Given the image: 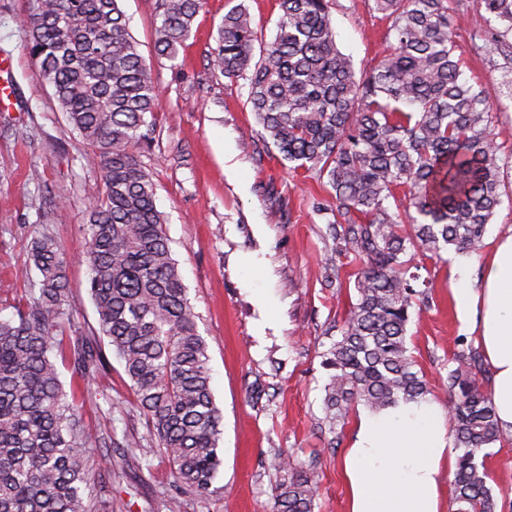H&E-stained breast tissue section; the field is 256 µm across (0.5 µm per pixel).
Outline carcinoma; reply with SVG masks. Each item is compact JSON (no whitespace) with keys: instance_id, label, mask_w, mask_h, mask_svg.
I'll return each instance as SVG.
<instances>
[{"instance_id":"1","label":"carcinoma","mask_w":512,"mask_h":512,"mask_svg":"<svg viewBox=\"0 0 512 512\" xmlns=\"http://www.w3.org/2000/svg\"><path fill=\"white\" fill-rule=\"evenodd\" d=\"M119 0H29L26 48L68 125L101 170L88 206L85 263L97 329L66 337L73 322L67 261L41 209L42 231L27 243L25 291L0 318V512H89L112 432L92 433L68 398L56 364L69 346L74 368L92 378L107 366L101 342L121 361L150 440L167 457L173 483L204 497L224 466L222 413L208 344L173 258L156 184L138 148L161 107ZM451 0H374L391 20L390 53L355 77L336 45L331 0H277L273 40L258 39L242 4L224 13L207 66L248 86L246 104L261 137L290 169L326 181L329 236L362 263L356 300L326 353L328 431L352 406L378 412L428 392L406 344L424 303L409 250L434 256L478 249L506 194L482 85L463 77ZM500 21L496 49L512 61V0H482ZM155 47L175 62L206 0H156ZM410 224L404 216L410 210ZM36 277H30L31 273ZM479 355L448 371V416L457 457L456 512H496L485 454L501 430L472 373ZM275 487L277 512H315L317 485L305 464Z\"/></svg>"}]
</instances>
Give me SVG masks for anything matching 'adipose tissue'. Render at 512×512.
<instances>
[{
  "label": "adipose tissue",
  "instance_id": "ef3b65f1",
  "mask_svg": "<svg viewBox=\"0 0 512 512\" xmlns=\"http://www.w3.org/2000/svg\"><path fill=\"white\" fill-rule=\"evenodd\" d=\"M458 321L493 372L500 429L512 436V227L499 234L481 278H451ZM446 413L429 400L360 415L343 458L348 512H441V478L455 465Z\"/></svg>",
  "mask_w": 512,
  "mask_h": 512
}]
</instances>
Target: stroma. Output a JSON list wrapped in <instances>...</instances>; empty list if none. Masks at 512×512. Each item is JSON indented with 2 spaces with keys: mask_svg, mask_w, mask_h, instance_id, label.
Segmentation results:
<instances>
[{
  "mask_svg": "<svg viewBox=\"0 0 512 512\" xmlns=\"http://www.w3.org/2000/svg\"><path fill=\"white\" fill-rule=\"evenodd\" d=\"M239 3L249 8L262 39H273L276 0H208L172 62L154 47L155 0H119L161 94L155 138L141 159L154 174L173 257L208 341L211 386L223 414L224 468L208 498L173 487L170 465L146 436V419L115 353H108L106 371L87 382L61 358L65 391L86 399V427L138 443L129 454L113 453L111 471L92 488L91 512H276L280 475L274 465L284 450L311 465L316 512H347L341 464L364 407L354 406L335 432L324 431V360L355 293L359 263L337 258L338 284L327 286L322 258L332 244L326 236L330 194L265 148L245 105V82L207 68L216 27ZM27 9L28 0H0V58L12 65L11 98L0 107V318L13 315L24 292L19 272L25 246L40 229L38 206L47 192L56 202L50 229L69 258L70 333L86 335L97 326L83 261L86 208L102 184L101 172L82 159L77 132L26 50ZM331 19L337 46L355 70L382 58L390 21L375 11L374 0H335ZM499 28L482 0H464L454 35L466 77L477 78L493 104L494 126L503 132L498 154L512 184V97L502 84L504 58L492 50ZM511 226L507 200L478 250L414 257L429 282L428 304L410 322L407 346L429 399L440 405L448 403L455 357L476 347L455 318L449 270L458 263L478 277L489 240ZM485 463L497 512H512V439L490 445Z\"/></svg>",
  "mask_w": 512,
  "mask_h": 512,
  "instance_id": "obj_1",
  "label": "stroma"
}]
</instances>
